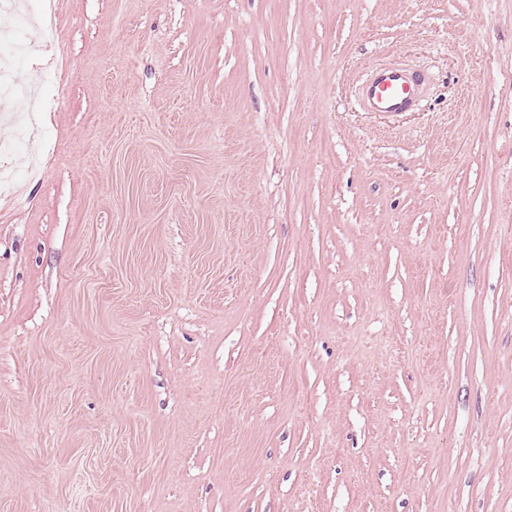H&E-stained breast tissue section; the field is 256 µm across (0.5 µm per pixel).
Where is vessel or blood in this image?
<instances>
[{"instance_id":"b4317fda","label":"vessel or blood","mask_w":512,"mask_h":512,"mask_svg":"<svg viewBox=\"0 0 512 512\" xmlns=\"http://www.w3.org/2000/svg\"><path fill=\"white\" fill-rule=\"evenodd\" d=\"M422 91L421 79L388 64L370 70L360 87L362 100L371 111L391 116L408 111Z\"/></svg>"}]
</instances>
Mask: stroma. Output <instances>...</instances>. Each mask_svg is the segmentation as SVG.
I'll list each match as a JSON object with an SVG mask.
<instances>
[{
    "label": "stroma",
    "instance_id": "1",
    "mask_svg": "<svg viewBox=\"0 0 512 512\" xmlns=\"http://www.w3.org/2000/svg\"><path fill=\"white\" fill-rule=\"evenodd\" d=\"M22 3L0 512H512V0ZM423 91V81L406 69L383 64L370 70L360 87L364 104L372 112L395 116L406 112Z\"/></svg>",
    "mask_w": 512,
    "mask_h": 512
}]
</instances>
